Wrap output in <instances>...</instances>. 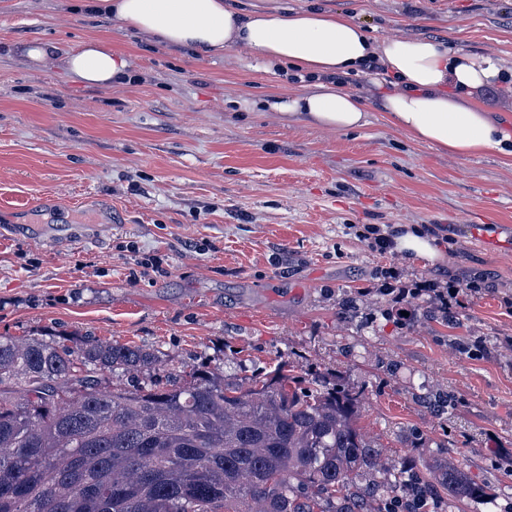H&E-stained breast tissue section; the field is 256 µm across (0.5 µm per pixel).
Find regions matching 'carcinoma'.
Masks as SVG:
<instances>
[{
  "instance_id": "1",
  "label": "carcinoma",
  "mask_w": 512,
  "mask_h": 512,
  "mask_svg": "<svg viewBox=\"0 0 512 512\" xmlns=\"http://www.w3.org/2000/svg\"><path fill=\"white\" fill-rule=\"evenodd\" d=\"M138 375L129 390L116 371ZM360 394L282 363L225 379L171 370L92 336H0V512H420L440 487L490 492L458 467L436 483L406 463L382 490L353 475L381 449L356 425Z\"/></svg>"
}]
</instances>
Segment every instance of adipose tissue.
I'll return each instance as SVG.
<instances>
[{"label": "adipose tissue", "instance_id": "obj_1", "mask_svg": "<svg viewBox=\"0 0 512 512\" xmlns=\"http://www.w3.org/2000/svg\"><path fill=\"white\" fill-rule=\"evenodd\" d=\"M89 9L121 28L182 48L197 58H217L243 49L269 72L293 68L313 79V91L270 101L288 118L348 132L368 125L359 94L331 83L378 57L393 78L385 94L386 120L417 143L460 158L495 152L512 163V136L486 108L469 101L475 90L501 81L503 68L490 55L476 56L429 38L371 39L365 29L332 12H295L239 7L236 0H90ZM65 70L86 85H111L129 76V60L106 42L89 39L63 56ZM391 249L406 260L439 261L434 239L418 226L396 225Z\"/></svg>", "mask_w": 512, "mask_h": 512}]
</instances>
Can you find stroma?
<instances>
[{
    "label": "stroma",
    "instance_id": "35a3bbf8",
    "mask_svg": "<svg viewBox=\"0 0 512 512\" xmlns=\"http://www.w3.org/2000/svg\"><path fill=\"white\" fill-rule=\"evenodd\" d=\"M245 2L338 11L373 39L442 41L512 75V0ZM72 5L0 0V336L90 334L229 378L288 362L362 393L381 477L450 461L495 499L440 492L434 512H512V164L412 141L368 73V125L336 132L262 108L313 83L241 50L197 60ZM86 39L124 52L130 79L90 87L26 54ZM398 224L435 227L442 263L362 237ZM422 280L480 290L451 315L414 299L400 324L386 288ZM434 390L448 411L423 402Z\"/></svg>",
    "mask_w": 512,
    "mask_h": 512
}]
</instances>
